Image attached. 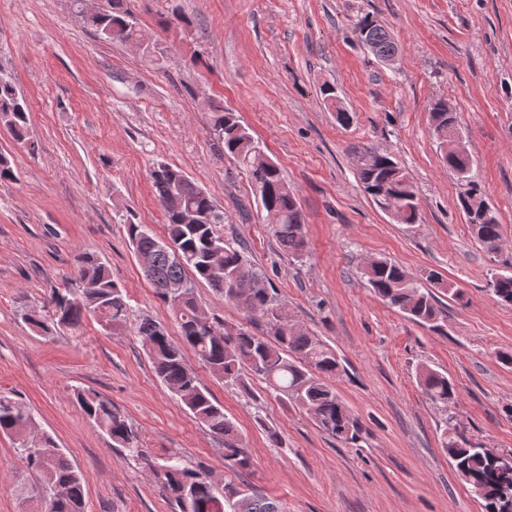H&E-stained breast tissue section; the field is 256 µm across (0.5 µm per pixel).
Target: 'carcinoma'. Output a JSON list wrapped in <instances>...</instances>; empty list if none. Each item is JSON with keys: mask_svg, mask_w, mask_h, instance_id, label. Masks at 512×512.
<instances>
[{"mask_svg": "<svg viewBox=\"0 0 512 512\" xmlns=\"http://www.w3.org/2000/svg\"><path fill=\"white\" fill-rule=\"evenodd\" d=\"M72 3L83 26L98 37L140 42L124 0H102V7L92 12L84 11L82 0ZM360 35L379 58L398 53L388 32L373 20L363 21ZM429 112L436 142L457 130L456 114L448 111V103L435 102ZM28 123L25 101L11 78L0 73V126L24 142ZM211 129L224 153L253 182L272 236L289 255L301 257L306 248L304 219L280 167L234 113L214 107ZM361 156L358 179L374 204L384 212L397 209L400 224L417 223L416 188L398 163L389 154L368 147ZM441 158L456 176L472 169L467 153H443ZM151 180L163 207L166 234L160 238L146 225L131 224L129 239L143 275L169 309L180 338L173 340L162 324L145 316L136 320L133 332L140 337L157 378L210 435L224 442V467L241 472L251 467V459L224 407L214 401L188 365V349L224 383L243 387L245 378L259 377L270 394L307 411L322 431L341 443L357 445L364 428L325 381L343 371L336 351L322 337L293 323L276 289L245 259L242 250L224 239L220 233L224 210L207 192L163 163L153 168ZM462 185L457 205L467 217L472 236L486 252H498L503 239L496 209H482L485 200L474 179ZM363 275L369 288L390 307L423 326L438 327L433 289L444 288L453 298L460 295L437 271L418 278L386 258L372 260ZM199 283L245 309L260 323L261 332L246 327L229 331L218 317L207 315L197 300ZM490 289L500 302L512 305V269L493 273ZM131 312L127 291L112 280L107 263L94 254L80 253L64 287L52 289L41 304L27 308L24 319L36 335L50 340L65 333L76 335L86 319L96 321L104 331L125 327ZM415 378L431 401L444 406L455 402L457 389L446 373L421 364ZM75 398L86 416L112 440V446L142 464L162 485L179 512H284L279 502L247 484L215 483L202 465L187 464L177 452L150 454L134 425L98 393L83 389ZM32 425L30 412L10 397L0 396V434L13 439L20 460L33 474L23 500L43 502L47 512H85L82 475L52 437H32ZM441 447L458 477L481 501L482 512H512V472L502 471L494 456L460 439L452 416L443 428Z\"/></svg>", "mask_w": 512, "mask_h": 512, "instance_id": "carcinoma-1", "label": "carcinoma"}]
</instances>
